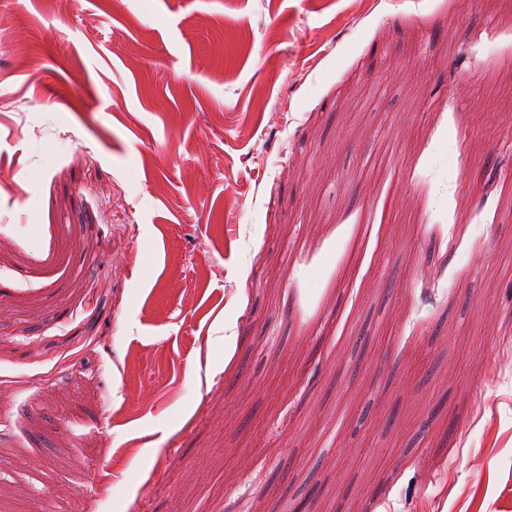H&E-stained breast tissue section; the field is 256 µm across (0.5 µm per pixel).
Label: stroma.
Returning <instances> with one entry per match:
<instances>
[{"instance_id": "obj_1", "label": "stroma", "mask_w": 512, "mask_h": 512, "mask_svg": "<svg viewBox=\"0 0 512 512\" xmlns=\"http://www.w3.org/2000/svg\"><path fill=\"white\" fill-rule=\"evenodd\" d=\"M512 0L0 5V512H512Z\"/></svg>"}]
</instances>
